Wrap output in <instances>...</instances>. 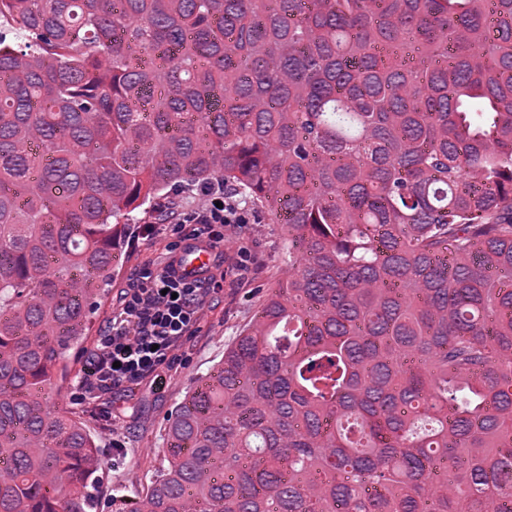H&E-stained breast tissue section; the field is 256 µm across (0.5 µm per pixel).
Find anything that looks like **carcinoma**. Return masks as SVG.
Listing matches in <instances>:
<instances>
[{
  "label": "carcinoma",
  "mask_w": 512,
  "mask_h": 512,
  "mask_svg": "<svg viewBox=\"0 0 512 512\" xmlns=\"http://www.w3.org/2000/svg\"><path fill=\"white\" fill-rule=\"evenodd\" d=\"M215 182L288 277L139 512H512V0H0V512H91L45 392L120 225Z\"/></svg>",
  "instance_id": "1"
}]
</instances>
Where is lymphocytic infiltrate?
Returning <instances> with one entry per match:
<instances>
[{
  "label": "lymphocytic infiltrate",
  "mask_w": 512,
  "mask_h": 512,
  "mask_svg": "<svg viewBox=\"0 0 512 512\" xmlns=\"http://www.w3.org/2000/svg\"><path fill=\"white\" fill-rule=\"evenodd\" d=\"M198 192L205 197V206L184 214L173 229L182 239L221 247L237 225L247 223V212L223 184H205ZM217 280L211 271L194 280L175 275L170 262L161 267L142 265L135 285L122 292L111 324L98 337L83 367L78 393L133 388L145 381L154 390H163L171 354L198 324L208 286Z\"/></svg>",
  "instance_id": "f902f5d3"
}]
</instances>
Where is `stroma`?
I'll return each instance as SVG.
<instances>
[{"label":"stroma","mask_w":512,"mask_h":512,"mask_svg":"<svg viewBox=\"0 0 512 512\" xmlns=\"http://www.w3.org/2000/svg\"><path fill=\"white\" fill-rule=\"evenodd\" d=\"M281 225L251 215L237 228L231 247L215 249L213 262L224 272L222 288L207 300L191 336L174 351L167 375L168 390L154 394L149 385L109 393L107 405L93 400L76 402L75 386L88 350L68 353L70 377L62 389L47 392L50 404L67 410L94 436L102 463L92 512H137L139 501L155 474L165 466V427L176 405L224 355V347L257 311L263 296L283 278ZM177 242L169 230L142 235L139 225L126 229L122 254L113 267L107 291L88 320L89 338L97 340L111 323L120 293L131 285L144 262L161 265L169 260ZM123 450H115L114 441Z\"/></svg>","instance_id":"1"}]
</instances>
